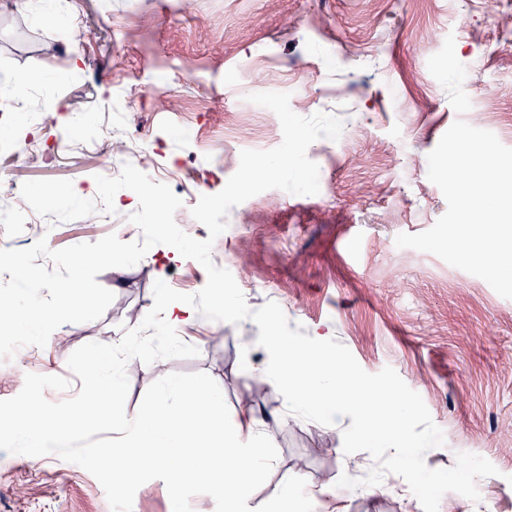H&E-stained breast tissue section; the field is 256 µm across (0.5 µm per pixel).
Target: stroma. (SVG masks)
Wrapping results in <instances>:
<instances>
[{
    "label": "stroma",
    "mask_w": 512,
    "mask_h": 512,
    "mask_svg": "<svg viewBox=\"0 0 512 512\" xmlns=\"http://www.w3.org/2000/svg\"><path fill=\"white\" fill-rule=\"evenodd\" d=\"M0 0V74L38 72L26 97L56 100L39 139V160L0 151V188L67 179L94 186L111 176L108 131L121 128L173 166L182 182L206 180L219 192L242 150L277 147L282 129L256 92H302L291 109L339 117L338 140L308 149L323 173L321 196L272 189L231 208L211 255L231 260L251 309L276 302L304 334L331 328L360 366L393 368L426 404L443 431L432 469L453 467L460 452L487 458L497 475L479 479V501L450 492L439 512H512V299L435 255L400 248L395 238L430 228L447 208L427 177L428 154L456 120L445 88L427 61L447 36L461 63L470 125L512 147V0ZM84 33L73 43L72 30ZM83 129V143L59 139ZM126 208L112 220L49 222L50 249L93 243L108 234L141 240ZM163 246L129 268L97 275L115 298L103 316L56 329L31 355L0 359V417L27 398L71 408L92 380L73 361L96 344L140 324L153 305L155 281L198 293L204 268L191 259L159 263ZM255 325L199 318L174 334L156 368H121L111 392L119 412L134 415L178 379L205 383L223 396L224 417L252 409L277 433L275 468L252 494L249 512H270L282 486L311 473L334 486L349 457L341 429L289 413L283 396L250 394L253 368L267 365L249 342ZM107 426L85 418L63 448L35 449L23 435L0 431V512H117L113 482L99 462ZM344 512H422L407 490L376 486L340 491ZM127 512H224L205 480L171 488L153 470L124 488Z\"/></svg>",
    "instance_id": "stroma-1"
}]
</instances>
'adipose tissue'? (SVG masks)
<instances>
[{"mask_svg": "<svg viewBox=\"0 0 512 512\" xmlns=\"http://www.w3.org/2000/svg\"><path fill=\"white\" fill-rule=\"evenodd\" d=\"M197 314L193 302H165L149 341L157 348H170L174 331L192 324ZM88 357L98 366L96 383L86 388L79 408L112 426L110 444L100 455L115 485L138 480L142 463L148 459L172 488H179L186 475L203 477L212 488H223L224 512H241L244 500L275 466L269 453L276 442L273 430L250 412L235 424H227L223 400L209 387H196V410L187 412V386L175 379L167 381L157 404L142 414H118L109 400L121 376L116 360H137L148 367L151 359L142 356L135 340L123 336L114 337L107 346L92 347ZM78 429V420L65 411L46 410L33 399L23 403L18 415L0 421L1 431L53 446L68 444Z\"/></svg>", "mask_w": 512, "mask_h": 512, "instance_id": "1", "label": "adipose tissue"}]
</instances>
